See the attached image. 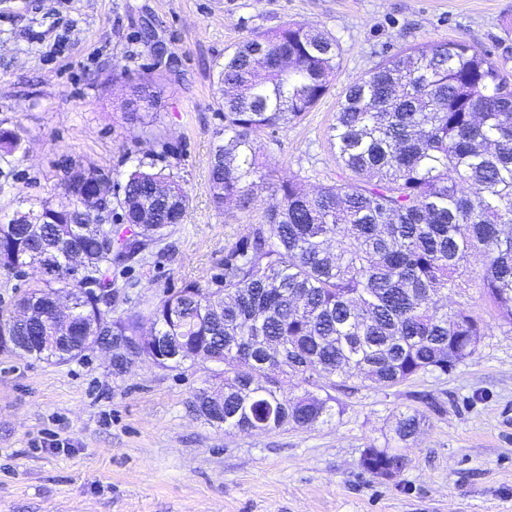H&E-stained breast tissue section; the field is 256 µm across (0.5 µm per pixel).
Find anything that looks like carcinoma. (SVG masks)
I'll return each instance as SVG.
<instances>
[{"instance_id":"1","label":"carcinoma","mask_w":512,"mask_h":512,"mask_svg":"<svg viewBox=\"0 0 512 512\" xmlns=\"http://www.w3.org/2000/svg\"><path fill=\"white\" fill-rule=\"evenodd\" d=\"M336 38L289 22L251 33L224 55L218 71L224 128L209 167L211 202L251 208L257 192L276 203L248 233L224 247L220 272L189 279L157 300L112 315L118 291L112 269L127 267L170 235L191 205L165 169L138 164L116 196L124 229L109 222L112 203L82 207L90 181L112 178L91 168L66 172L62 192L31 205L29 224L0 220V270L33 264L48 249L81 250L88 272L63 266L28 285L19 304L44 318H67L72 338L45 347L46 332H20L26 353L66 363L85 355L87 322L126 347L112 362L120 373L135 361L180 370L208 350L223 361L224 402L199 392V414L224 412V431L310 428L335 415L334 391L371 384L390 388L472 357L492 326L469 304L479 281L498 325L512 327V79L508 59L460 41L418 45L388 56L353 79L339 103L328 142L341 170L334 184L312 189L298 175L266 165L260 136L295 124L326 95L341 64ZM154 80L144 79L125 103L127 120L147 134ZM0 152H24L22 138L0 129ZM481 258L478 271L469 257ZM64 298L66 310L51 302ZM173 336L182 354L158 359L141 337ZM282 345L273 359L266 344ZM422 417H396L400 441ZM401 456L365 449L361 465L393 477Z\"/></svg>"}]
</instances>
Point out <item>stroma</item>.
I'll use <instances>...</instances> for the list:
<instances>
[{
	"label": "stroma",
	"instance_id": "1",
	"mask_svg": "<svg viewBox=\"0 0 512 512\" xmlns=\"http://www.w3.org/2000/svg\"><path fill=\"white\" fill-rule=\"evenodd\" d=\"M287 22L342 48L329 92L265 150L278 174L313 187L339 175L326 132L347 85L383 57L457 40L512 59V0H0V129L27 149L0 158V213L57 193L70 163L118 186L131 160L168 166L191 206L158 251L113 271L115 309L210 279L274 201L268 189L248 210L210 200L218 66L245 36ZM148 74L165 159L123 118ZM209 368L138 362L116 376L101 350L64 364L0 350V512H512V328L493 326L448 374L339 392L335 417L307 429L209 424L193 408ZM402 413L424 419L405 443L393 432ZM370 446L404 457L394 477L362 468Z\"/></svg>",
	"mask_w": 512,
	"mask_h": 512
}]
</instances>
